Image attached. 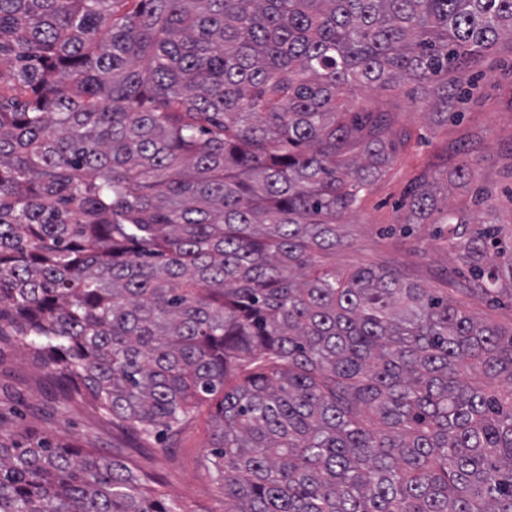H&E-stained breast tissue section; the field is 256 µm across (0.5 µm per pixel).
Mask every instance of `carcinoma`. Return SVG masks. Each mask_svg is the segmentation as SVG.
<instances>
[{
	"instance_id": "carcinoma-1",
	"label": "carcinoma",
	"mask_w": 512,
	"mask_h": 512,
	"mask_svg": "<svg viewBox=\"0 0 512 512\" xmlns=\"http://www.w3.org/2000/svg\"><path fill=\"white\" fill-rule=\"evenodd\" d=\"M505 35L512 0H0V344L164 452L209 406L224 512H512V328L320 261L411 141L345 91L411 82L446 119ZM472 199L421 174L407 221L511 297ZM0 512L180 510L0 420Z\"/></svg>"
}]
</instances>
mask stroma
Instances as JSON below:
<instances>
[{
    "mask_svg": "<svg viewBox=\"0 0 512 512\" xmlns=\"http://www.w3.org/2000/svg\"><path fill=\"white\" fill-rule=\"evenodd\" d=\"M474 74L469 96L457 106L458 117L446 123L430 121L424 93L412 84L352 92V99L361 105L397 112L400 126L412 132L413 141L347 218L343 232L348 244L326 262L340 271L360 265H399L408 277L428 287L453 289L455 297L483 322L508 328L512 300L489 303L475 281L459 276L453 257L432 241L431 225H415L408 236L395 229L405 216L398 205L408 180L427 167L435 179L445 181L457 163L456 158L446 157L447 146L465 142L475 132L482 138L471 154L475 179L494 190L499 210L512 223V199L503 192L512 185L505 176L512 166V41L501 39ZM0 419L56 442L121 458L132 470L149 475L158 492L186 512H224V495L204 467L212 434L208 410H201L177 447L164 453L155 443L124 434L91 403L66 396L26 351L5 345L0 347Z\"/></svg>",
    "mask_w": 512,
    "mask_h": 512,
    "instance_id": "35a3bbf8",
    "label": "stroma"
}]
</instances>
